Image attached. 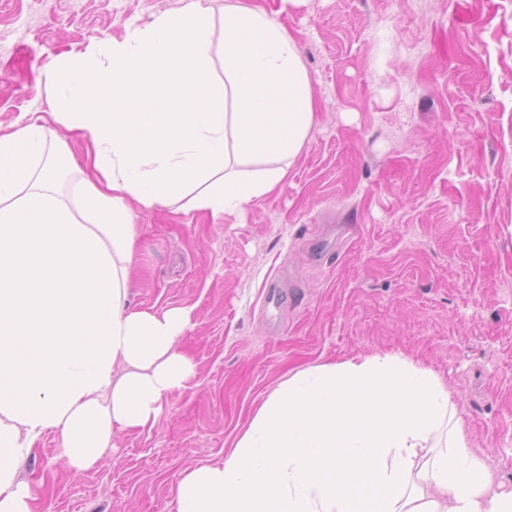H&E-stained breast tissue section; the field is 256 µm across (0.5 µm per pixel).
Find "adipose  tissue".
I'll return each mask as SVG.
<instances>
[{"mask_svg":"<svg viewBox=\"0 0 512 512\" xmlns=\"http://www.w3.org/2000/svg\"><path fill=\"white\" fill-rule=\"evenodd\" d=\"M224 75L216 77L213 46ZM49 111L0 127V512L46 432L80 473L116 431L155 426L195 376L191 311L130 309L131 204L243 211L286 179L316 124L295 40L257 5L202 0L58 57ZM88 142L72 159L54 126ZM262 169L245 173L244 164ZM177 512H512L447 387L399 354L279 383L222 461L181 474Z\"/></svg>","mask_w":512,"mask_h":512,"instance_id":"obj_1","label":"adipose tissue"}]
</instances>
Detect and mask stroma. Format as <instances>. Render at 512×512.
I'll use <instances>...</instances> for the list:
<instances>
[{"instance_id":"1","label":"stroma","mask_w":512,"mask_h":512,"mask_svg":"<svg viewBox=\"0 0 512 512\" xmlns=\"http://www.w3.org/2000/svg\"><path fill=\"white\" fill-rule=\"evenodd\" d=\"M185 2L0 0V123L46 110L61 54ZM254 2L295 39L317 123L243 212L134 206L128 304L190 308L197 375L97 469L45 433L20 466L38 512H176L182 472L223 459L280 382L384 353L440 377L512 489V0Z\"/></svg>"}]
</instances>
